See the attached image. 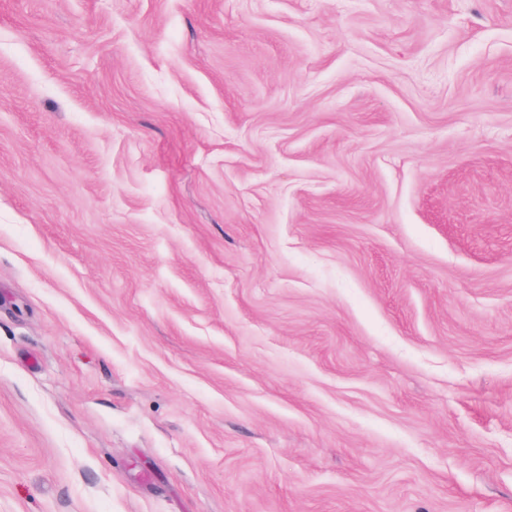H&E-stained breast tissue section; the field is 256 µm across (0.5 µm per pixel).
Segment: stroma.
Segmentation results:
<instances>
[{
	"instance_id": "1",
	"label": "stroma",
	"mask_w": 512,
	"mask_h": 512,
	"mask_svg": "<svg viewBox=\"0 0 512 512\" xmlns=\"http://www.w3.org/2000/svg\"><path fill=\"white\" fill-rule=\"evenodd\" d=\"M0 512H512V0H0Z\"/></svg>"
}]
</instances>
